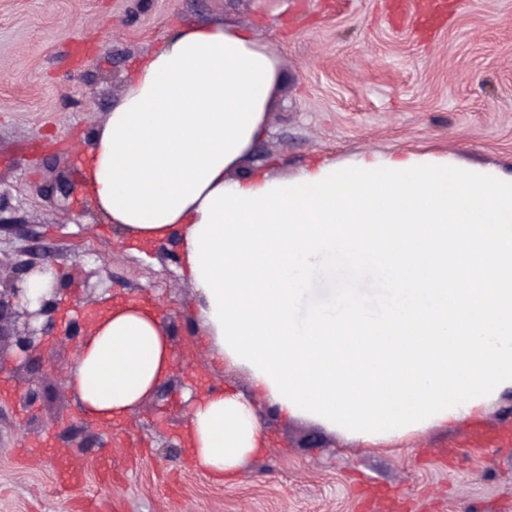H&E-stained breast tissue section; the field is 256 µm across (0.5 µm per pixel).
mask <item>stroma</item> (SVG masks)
Returning a JSON list of instances; mask_svg holds the SVG:
<instances>
[{
  "label": "stroma",
  "instance_id": "obj_1",
  "mask_svg": "<svg viewBox=\"0 0 512 512\" xmlns=\"http://www.w3.org/2000/svg\"><path fill=\"white\" fill-rule=\"evenodd\" d=\"M393 2L0 0V190L12 195L9 218L28 225L43 254L64 266L65 304L86 296V272L106 268L112 286L98 289L100 304L132 299L165 310L186 359L178 392L147 402L137 429L112 423L104 448H65L63 429L76 433L91 420L51 379L42 381L36 410L15 403L11 380L0 381V512H86L91 502L98 512H512V445L468 441L477 425L512 429V416L498 412L502 390L487 395L479 416L366 445L262 403L272 451L221 482L197 470L181 441V389L253 388L246 369L212 358L181 259L156 243H123L107 224L86 236L94 210L83 194L54 206L27 190L63 174L78 178L74 146L121 97L131 68L177 24L202 18L250 29L279 60L267 154L243 170L291 177L315 159L344 166L363 154L401 152L511 174L512 0H457L451 19L426 35L413 10L396 15ZM348 275L340 259L321 257L302 288L298 324L314 309H336ZM357 288L370 314L399 305L377 268L365 269ZM38 416L52 426L34 430ZM56 459L83 471L79 486L57 492ZM104 460L108 483L97 468ZM365 480L393 488L397 503L386 509L362 497Z\"/></svg>",
  "mask_w": 512,
  "mask_h": 512
}]
</instances>
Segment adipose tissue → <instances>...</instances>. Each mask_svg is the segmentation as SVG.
Masks as SVG:
<instances>
[{"label": "adipose tissue", "mask_w": 512, "mask_h": 512, "mask_svg": "<svg viewBox=\"0 0 512 512\" xmlns=\"http://www.w3.org/2000/svg\"><path fill=\"white\" fill-rule=\"evenodd\" d=\"M279 77L243 28L176 26L78 147L83 193L126 239L178 245L214 358L246 368L283 415L370 443L480 411L483 392L512 388V174L395 153L228 179ZM328 254L391 274L397 312L368 315L344 288L342 313L297 325L300 287ZM180 366L159 315L117 302L76 345L66 386L84 412L130 421ZM186 438L218 479L268 445L232 387L194 398Z\"/></svg>", "instance_id": "obj_1"}]
</instances>
